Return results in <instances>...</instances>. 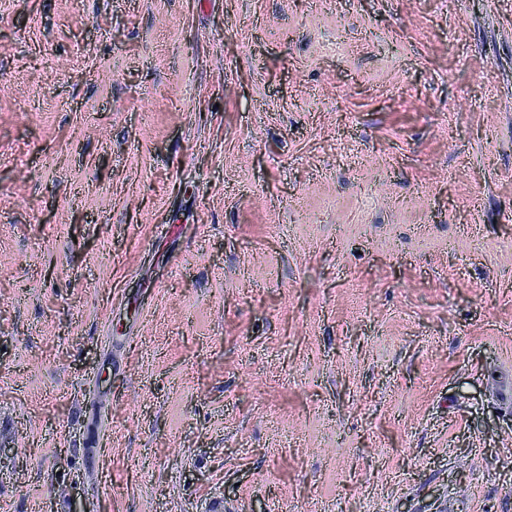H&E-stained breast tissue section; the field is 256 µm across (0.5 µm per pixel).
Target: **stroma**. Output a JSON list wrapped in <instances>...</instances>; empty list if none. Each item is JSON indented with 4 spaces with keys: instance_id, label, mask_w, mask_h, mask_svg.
Wrapping results in <instances>:
<instances>
[{
    "instance_id": "stroma-1",
    "label": "stroma",
    "mask_w": 512,
    "mask_h": 512,
    "mask_svg": "<svg viewBox=\"0 0 512 512\" xmlns=\"http://www.w3.org/2000/svg\"><path fill=\"white\" fill-rule=\"evenodd\" d=\"M216 496L512 512V0H0V512Z\"/></svg>"
}]
</instances>
